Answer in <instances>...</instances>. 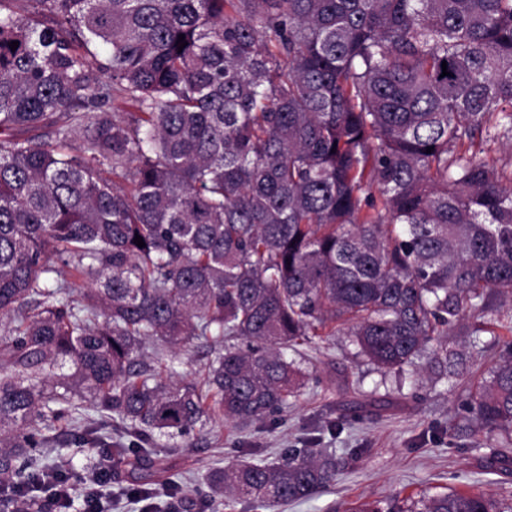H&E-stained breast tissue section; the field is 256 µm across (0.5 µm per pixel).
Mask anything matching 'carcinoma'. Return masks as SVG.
<instances>
[{"label": "carcinoma", "mask_w": 512, "mask_h": 512, "mask_svg": "<svg viewBox=\"0 0 512 512\" xmlns=\"http://www.w3.org/2000/svg\"><path fill=\"white\" fill-rule=\"evenodd\" d=\"M491 143L512 146V0H0V512L69 508L28 491L64 475L43 445L82 408L132 430L112 454L141 494L166 471L156 438L288 407V348L345 334L391 371L434 341L444 370L448 336L495 334L512 169ZM147 339L217 348L193 382L144 360ZM497 342L467 404L509 439ZM335 477L291 448L205 482L264 506ZM352 512L512 503L455 489Z\"/></svg>", "instance_id": "obj_1"}]
</instances>
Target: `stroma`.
<instances>
[{"label":"stroma","mask_w":512,"mask_h":512,"mask_svg":"<svg viewBox=\"0 0 512 512\" xmlns=\"http://www.w3.org/2000/svg\"><path fill=\"white\" fill-rule=\"evenodd\" d=\"M448 343L462 353L463 362L456 375L441 378L424 359L402 374L378 369L341 334L289 352L307 375L298 400L248 425L211 419L187 447L157 441L167 476L187 497L212 467L250 456L271 460L291 448H318L335 459V480L276 512H350L364 501L387 508L412 494L443 493L466 482L494 497L507 496L512 463L496 458L501 438L478 430L465 392L469 374H489L499 348L487 334L477 341L454 335ZM332 423L338 426L333 433ZM116 426L112 418L89 411L82 422L67 421L53 431L57 465L76 475L69 512H82L83 479L103 466L112 469L108 488L116 512H168L165 495L128 496L127 473L113 465L111 449L72 443L79 428L103 435Z\"/></svg>","instance_id":"stroma-1"}]
</instances>
